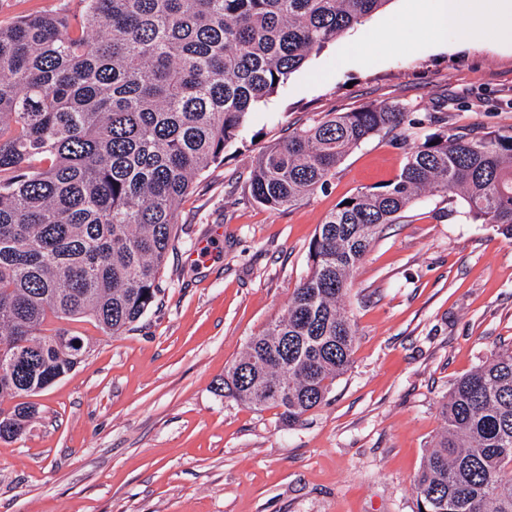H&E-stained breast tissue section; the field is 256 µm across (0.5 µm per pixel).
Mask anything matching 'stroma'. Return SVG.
<instances>
[{"mask_svg":"<svg viewBox=\"0 0 512 512\" xmlns=\"http://www.w3.org/2000/svg\"><path fill=\"white\" fill-rule=\"evenodd\" d=\"M80 0H0V26ZM438 0H390L368 54L328 44L252 113L221 164L178 205L182 229L157 303L121 336L93 322L84 364L34 396L22 440L0 441V512H416L411 487L443 430L453 384L512 347V241L466 221L459 197H422L358 265L344 304L351 368L295 426L227 398L228 369L282 316L316 227L404 154L377 136L328 188L278 212L250 197L258 154L330 112L401 104L452 127L512 128V35L433 42Z\"/></svg>","mask_w":512,"mask_h":512,"instance_id":"obj_1","label":"stroma"}]
</instances>
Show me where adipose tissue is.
<instances>
[{
  "instance_id": "1",
  "label": "adipose tissue",
  "mask_w": 512,
  "mask_h": 512,
  "mask_svg": "<svg viewBox=\"0 0 512 512\" xmlns=\"http://www.w3.org/2000/svg\"><path fill=\"white\" fill-rule=\"evenodd\" d=\"M512 22V0H498L485 7L479 0H439L437 13L428 22L432 39H442L447 31H455L460 43H467L478 30H497Z\"/></svg>"
}]
</instances>
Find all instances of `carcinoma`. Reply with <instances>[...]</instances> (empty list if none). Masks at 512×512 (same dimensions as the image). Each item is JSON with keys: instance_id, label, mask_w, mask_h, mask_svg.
<instances>
[{"instance_id": "obj_1", "label": "carcinoma", "mask_w": 512, "mask_h": 512, "mask_svg": "<svg viewBox=\"0 0 512 512\" xmlns=\"http://www.w3.org/2000/svg\"><path fill=\"white\" fill-rule=\"evenodd\" d=\"M389 2L81 0L78 15L0 28V440L38 414L25 398L85 362L90 342L69 323L120 336L154 304L179 202L250 114ZM381 134L404 151L399 173L324 218L285 313L224 377V396L276 408L290 427L353 363L343 297L383 225L451 191L469 223L512 239V129L453 128L443 112L329 114L257 158L250 196L291 208ZM440 413L445 430L412 480L417 512H512V348L457 380Z\"/></svg>"}]
</instances>
